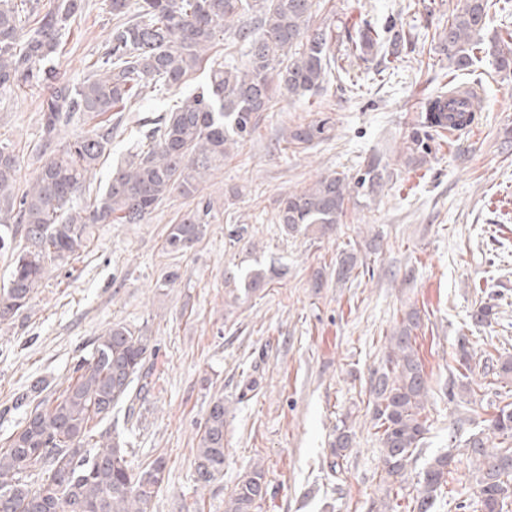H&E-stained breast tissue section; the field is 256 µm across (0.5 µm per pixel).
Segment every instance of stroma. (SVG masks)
<instances>
[{"label":"stroma","mask_w":512,"mask_h":512,"mask_svg":"<svg viewBox=\"0 0 512 512\" xmlns=\"http://www.w3.org/2000/svg\"><path fill=\"white\" fill-rule=\"evenodd\" d=\"M317 2L315 21L330 25L342 68L316 95L276 97L252 137L203 183L213 206L204 239L183 253L165 250L169 225L193 205L177 195L144 223L97 225L89 252L55 269L30 309L0 322V440L24 419L14 407L19 394L38 381L61 390L95 339L121 322L156 344L154 387L134 404L129 445L132 467L166 461L155 512H224L225 498L257 463L269 492L256 512H372L385 498L404 506L427 461L444 452L454 456L452 498L435 512H480L466 443L487 433L498 405L512 402V379L487 385L482 375L488 355H512V78L486 52L512 35V14H493L478 62L456 71L433 34L458 0ZM84 4L52 61L74 83L112 28L105 0ZM365 22L410 34L413 57L389 74L380 54L359 56L348 35ZM206 82V72L195 71L181 89L132 104L122 119L162 115ZM446 83L479 90L478 124L456 140L438 138L421 162L406 164L408 135L426 99ZM38 105L35 89L0 98V140L19 157L22 189L45 161ZM325 116L333 124L328 140L306 149L283 141L288 127ZM374 155L384 166L382 192L349 203L334 234L282 232L275 219L281 197L323 175H356ZM236 224L247 226L248 244L230 241ZM353 247L364 265L337 281L336 261ZM270 266L283 274L264 290L238 300L226 293L225 272ZM172 273L176 281L165 284ZM485 301L496 315L480 324L474 314ZM412 308L421 316L417 347L430 388L427 434L398 485L378 466L369 389L393 328ZM463 336L474 388L452 400L448 382L460 377L455 349ZM251 380L256 390L243 393ZM219 393L224 474L201 489L197 434ZM343 421L354 442L333 472L326 457Z\"/></svg>","instance_id":"stroma-1"}]
</instances>
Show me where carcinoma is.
Wrapping results in <instances>:
<instances>
[{
  "label": "carcinoma",
  "instance_id": "cac0c4a2",
  "mask_svg": "<svg viewBox=\"0 0 512 512\" xmlns=\"http://www.w3.org/2000/svg\"><path fill=\"white\" fill-rule=\"evenodd\" d=\"M83 0H0V96L24 87L46 92L39 105L40 150L46 160L33 182L16 188L18 157L0 141V252L11 256L9 278L0 287V321L28 309L53 266L74 261L88 248L97 224H139L165 199H194L224 158L247 141L260 113L270 109L276 91L297 99L323 88L338 67L326 27H312L314 0H106L117 19L102 53L88 65L83 82L62 79L47 61L59 55L62 31L83 9ZM512 10V0H460L437 32L440 51L455 70L472 66L481 50L480 32L489 11ZM233 30L247 48L243 67L220 59L217 39ZM384 47L392 64L415 51L400 30L383 41L364 31L355 42L360 55ZM497 68L512 74V46L496 50ZM209 68V81L187 96L146 131L149 148L112 170L96 193L91 180L108 151L112 113L131 100L148 99L179 88L188 75ZM470 123L472 112H452L448 94L432 98L419 127L409 134L408 162L429 150V141L448 130V121ZM81 121L89 128L61 142V127ZM330 118L313 119L286 136L295 146L325 139ZM381 159L373 156L363 173H340L286 196L277 223L287 234L336 231L347 204L384 187ZM211 203L200 202L170 225L165 248L180 253L207 234ZM354 251L341 254L336 276L347 279L358 267ZM279 276L275 268L224 275V287L248 295ZM420 326L411 309L389 337L384 366L370 381L372 414L382 470L403 478L427 432L422 419L429 387L416 347ZM155 353L153 338L117 322L94 341L89 357L77 362L59 395L37 398L39 385L17 398L28 407L22 425L0 446V512H152L166 463L161 457L135 469L127 459L125 428L112 412L133 401L135 385L152 384L146 364ZM489 374L512 377V357L498 358ZM224 397L213 398L200 427L195 453L197 485L205 488L224 473ZM490 429L512 439V402L497 407ZM352 442L347 423L336 428L329 469L336 471ZM477 473L482 512H503L512 500V446H489L481 436L468 441ZM454 457L431 459L418 482L410 512H432L448 486ZM38 476L32 480V476ZM268 494L263 467H251L224 500V512H254Z\"/></svg>",
  "mask_w": 512,
  "mask_h": 512
}]
</instances>
